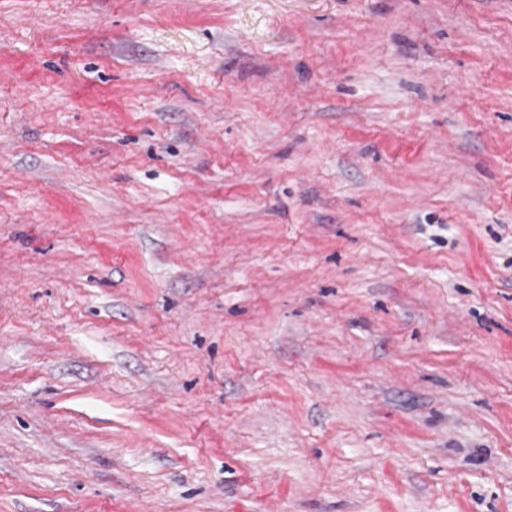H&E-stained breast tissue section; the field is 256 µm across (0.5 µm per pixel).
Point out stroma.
Returning a JSON list of instances; mask_svg holds the SVG:
<instances>
[{
	"label": "stroma",
	"instance_id": "stroma-1",
	"mask_svg": "<svg viewBox=\"0 0 512 512\" xmlns=\"http://www.w3.org/2000/svg\"><path fill=\"white\" fill-rule=\"evenodd\" d=\"M0 512H512V0H0Z\"/></svg>",
	"mask_w": 512,
	"mask_h": 512
}]
</instances>
